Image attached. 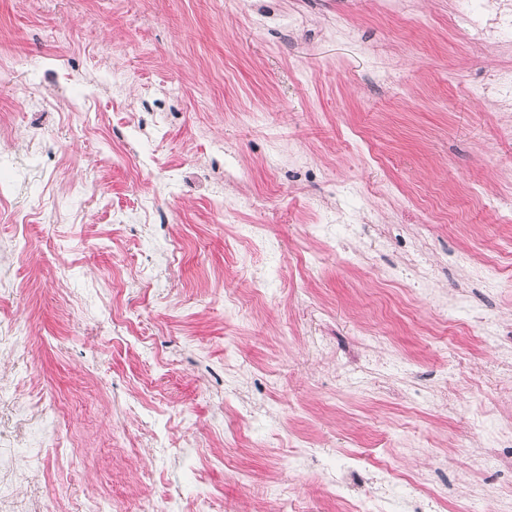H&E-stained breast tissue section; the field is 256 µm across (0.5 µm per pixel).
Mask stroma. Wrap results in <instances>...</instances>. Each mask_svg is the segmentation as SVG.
<instances>
[{
	"label": "stroma",
	"instance_id": "1",
	"mask_svg": "<svg viewBox=\"0 0 512 512\" xmlns=\"http://www.w3.org/2000/svg\"><path fill=\"white\" fill-rule=\"evenodd\" d=\"M456 7L0 0L12 72L0 129L24 130L0 140V245L18 247L0 252V349L17 380L0 393V430L19 436L13 477L31 497L78 503L101 487L125 508L175 489L187 506L253 512L272 488L287 512H337L323 477L353 448L368 462L347 479L354 498L371 495L382 458L418 477L393 485L397 502L432 492L455 512L474 482L512 494V468L486 469L473 426L512 411V366L464 315L382 277L423 263L432 288L453 294L468 274L450 257L466 251L504 281L489 316L512 310V111L466 95L512 66V35L466 42ZM113 71L120 85L94 86ZM71 103L75 114H58ZM133 109L141 123L125 126ZM74 182L82 195L68 194ZM143 198L167 227L140 222L113 245L103 207ZM53 210L62 223H46ZM359 223L363 247L343 262L332 246ZM239 224L279 247L247 275L249 243L228 234ZM313 224L329 235L311 237ZM16 323L31 333L18 350ZM356 352L359 368L342 373ZM145 396L177 457L134 455L142 426L129 407ZM36 441L75 448L80 475L34 457Z\"/></svg>",
	"mask_w": 512,
	"mask_h": 512
}]
</instances>
